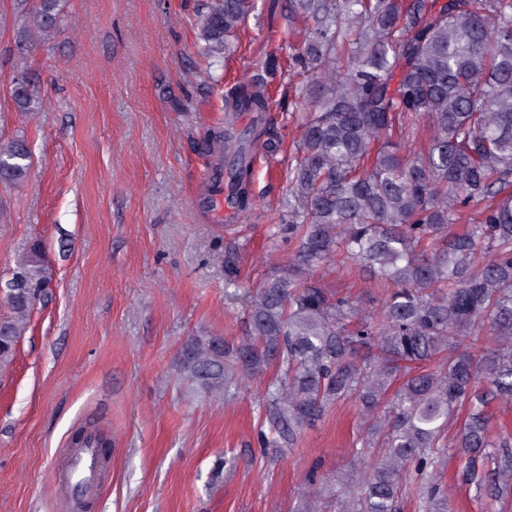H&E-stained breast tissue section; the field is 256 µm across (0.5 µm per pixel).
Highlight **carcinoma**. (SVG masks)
<instances>
[{"label":"carcinoma","instance_id":"1","mask_svg":"<svg viewBox=\"0 0 512 512\" xmlns=\"http://www.w3.org/2000/svg\"><path fill=\"white\" fill-rule=\"evenodd\" d=\"M23 25L15 45L26 53L34 34L63 29L62 0H18ZM255 0H209L201 54L224 57L227 38ZM303 38L289 47L304 106L301 137L288 180L301 210L269 230L286 238L294 258L264 277L241 344L196 336L178 365L190 386L220 397L243 376L277 370L268 386L272 436L265 448L291 445L300 430L335 403L356 397L376 420L366 463L339 512H401L403 496L426 498L427 512H447L437 480L448 422L460 424L468 454L463 480L478 485L488 448L486 408L512 399V0H288ZM20 112L40 103L41 76L19 69L10 78ZM270 96L244 76L224 94V130L214 134L217 160L229 166L239 207H249L251 155L268 146ZM244 112L257 115L236 130ZM425 117L431 134L416 145ZM33 153L24 135L0 143V183L19 185ZM473 217L456 234L464 212ZM34 243L5 281L0 299V368L10 364L31 312L48 296L50 267ZM365 271L383 288L381 307L310 280L330 261ZM444 351L448 363L424 364ZM81 443L112 447L100 429L78 431ZM496 469L512 470V443L502 440Z\"/></svg>","mask_w":512,"mask_h":512}]
</instances>
